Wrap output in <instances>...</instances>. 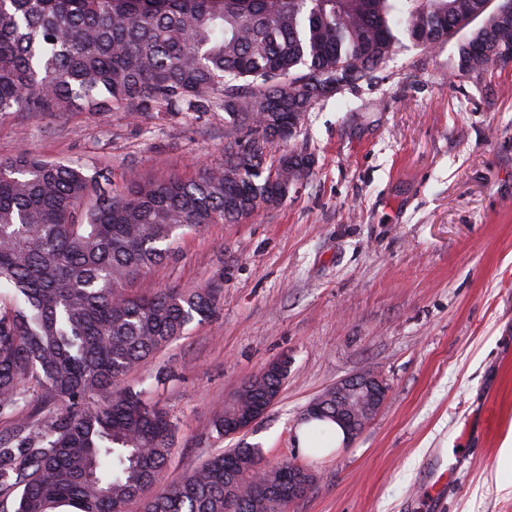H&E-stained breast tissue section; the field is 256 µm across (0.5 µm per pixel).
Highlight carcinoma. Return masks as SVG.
<instances>
[{
  "instance_id": "carcinoma-1",
  "label": "carcinoma",
  "mask_w": 512,
  "mask_h": 512,
  "mask_svg": "<svg viewBox=\"0 0 512 512\" xmlns=\"http://www.w3.org/2000/svg\"><path fill=\"white\" fill-rule=\"evenodd\" d=\"M0 0V112H224L241 136L224 165L193 180L121 187L98 170L26 149L0 159V416L27 392L50 415L22 416L0 436V495L14 512H287L283 459L242 445L211 455L156 489L178 422L130 372L188 326L211 321L222 288L129 293L168 258L180 235L235 222L271 202L269 115L298 125L328 95L369 78L400 45L455 35L459 66L481 75L512 63V0ZM481 26L465 28L478 17ZM304 67L305 73L297 72ZM243 84H238V81ZM314 158L288 153L306 179ZM244 382L213 420L217 437L276 393L288 360ZM333 405L305 420L311 444L333 437Z\"/></svg>"
}]
</instances>
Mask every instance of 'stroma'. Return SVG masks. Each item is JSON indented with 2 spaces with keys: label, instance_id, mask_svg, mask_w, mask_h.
I'll use <instances>...</instances> for the list:
<instances>
[{
  "label": "stroma",
  "instance_id": "35a3bbf8",
  "mask_svg": "<svg viewBox=\"0 0 512 512\" xmlns=\"http://www.w3.org/2000/svg\"><path fill=\"white\" fill-rule=\"evenodd\" d=\"M456 55L453 39L403 40L280 143L315 159L286 198L187 233L132 283L223 285L215 320L129 375L178 421L164 484L245 443L314 471L288 512H512V65L475 78ZM228 138L220 112L0 113V159L25 148L118 186L194 179L223 164ZM282 357L264 418L217 437L227 397ZM359 373L386 383L379 412L327 456L303 454L307 404ZM440 466L454 478L436 498Z\"/></svg>",
  "mask_w": 512,
  "mask_h": 512
}]
</instances>
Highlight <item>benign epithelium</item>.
<instances>
[{"label":"benign epithelium","mask_w":512,"mask_h":512,"mask_svg":"<svg viewBox=\"0 0 512 512\" xmlns=\"http://www.w3.org/2000/svg\"><path fill=\"white\" fill-rule=\"evenodd\" d=\"M336 393V420L346 438L357 436L384 403L387 388L374 374H361L345 378L330 388Z\"/></svg>","instance_id":"benign-epithelium-1"}]
</instances>
